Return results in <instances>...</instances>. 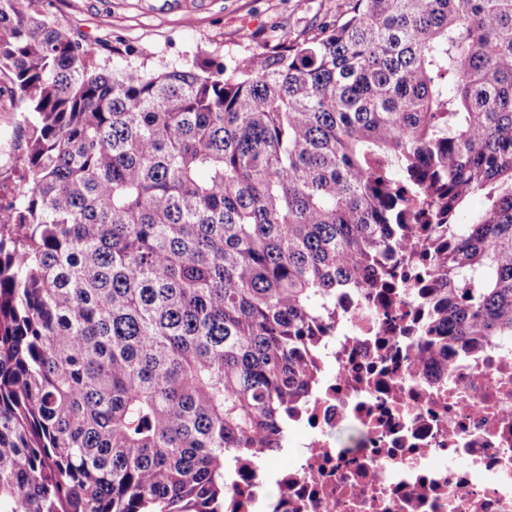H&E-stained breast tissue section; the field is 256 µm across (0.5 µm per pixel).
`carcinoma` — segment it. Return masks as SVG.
<instances>
[{"label":"carcinoma","instance_id":"1","mask_svg":"<svg viewBox=\"0 0 512 512\" xmlns=\"http://www.w3.org/2000/svg\"><path fill=\"white\" fill-rule=\"evenodd\" d=\"M0 0V512H224L346 292L423 238L438 349L512 338V0H347L228 62L110 72ZM481 210L459 221L467 201ZM10 87L11 85L0 76V139L15 138L25 125V111ZM0 173L2 174L0 177V180L2 179L0 194L2 199H6L8 196H11L15 188V180L21 174L18 156L11 160L0 161Z\"/></svg>","mask_w":512,"mask_h":512}]
</instances>
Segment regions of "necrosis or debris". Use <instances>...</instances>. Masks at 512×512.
I'll return each instance as SVG.
<instances>
[{
    "label": "necrosis or debris",
    "mask_w": 512,
    "mask_h": 512,
    "mask_svg": "<svg viewBox=\"0 0 512 512\" xmlns=\"http://www.w3.org/2000/svg\"><path fill=\"white\" fill-rule=\"evenodd\" d=\"M402 285L348 294L293 421L286 464L241 463L226 512H512V340L430 357ZM349 423L352 442L334 433Z\"/></svg>",
    "instance_id": "necrosis-or-debris-1"
}]
</instances>
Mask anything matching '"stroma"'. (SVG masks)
<instances>
[{"mask_svg": "<svg viewBox=\"0 0 512 512\" xmlns=\"http://www.w3.org/2000/svg\"><path fill=\"white\" fill-rule=\"evenodd\" d=\"M71 36L94 45L99 64H184L198 52L224 58L262 41L334 21L345 0H43Z\"/></svg>", "mask_w": 512, "mask_h": 512, "instance_id": "35a3bbf8", "label": "stroma"}]
</instances>
